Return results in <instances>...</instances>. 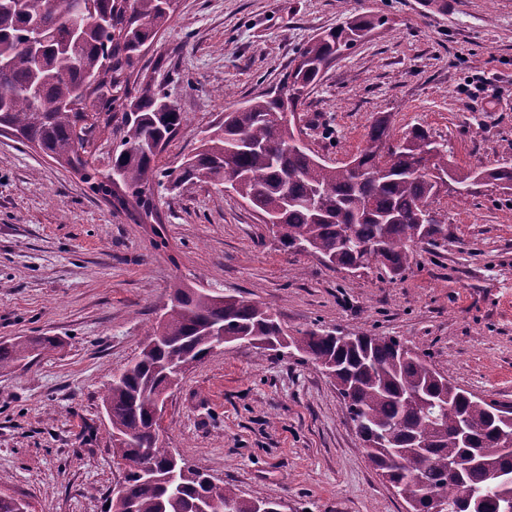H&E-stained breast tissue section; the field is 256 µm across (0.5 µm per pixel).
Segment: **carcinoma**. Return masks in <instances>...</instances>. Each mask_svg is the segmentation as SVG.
Wrapping results in <instances>:
<instances>
[{
  "instance_id": "carcinoma-1",
  "label": "carcinoma",
  "mask_w": 512,
  "mask_h": 512,
  "mask_svg": "<svg viewBox=\"0 0 512 512\" xmlns=\"http://www.w3.org/2000/svg\"><path fill=\"white\" fill-rule=\"evenodd\" d=\"M0 0V128L20 135L58 164L69 163L95 192L112 193L119 202L131 197L146 202L165 177L175 176L185 189L198 182L224 184L226 170L237 174L236 193L265 217L278 221L277 238L287 251L309 252L346 270L379 265L391 276L410 266L412 247L438 248L448 239L444 221L419 223L422 209L441 195L442 178L469 194L482 173L488 183L512 184V165L498 163L480 171L452 166L448 142L428 130L405 133L401 149L384 117L370 126L357 152L359 166L379 174L361 178L346 164L332 166L308 147L290 149L294 123L275 124L269 116L281 111L283 99L297 105L316 84L323 69L350 49L377 22L352 18L312 39L288 73L286 90L258 94L245 105L224 113V124L202 139L178 173L158 164L160 147L186 121L184 113L165 105L166 96L146 86L130 104H120L99 90L98 99L122 108L124 135L112 156V167L101 171L81 156L87 77L96 75L101 88L135 70L142 48L152 42L170 19L162 0H84L87 12L79 24L64 15L70 0ZM40 26L36 62H24L28 27ZM157 327L147 332L156 342L112 375L102 398L108 411L112 454L133 460L147 454L156 467L151 477L133 470L124 478L125 500L119 512H196L201 503L211 512H261L272 500L216 481L184 460L170 466L171 451L153 436L158 426L159 388L181 374L188 360L209 355L214 331L224 339L245 337L254 347L275 349L283 335L269 308L243 297L214 295L181 283L171 286L169 303ZM306 359L334 374L333 382L352 420L360 419L377 433L382 447L366 449L370 464L412 508L424 498L456 502L472 496V512H500V496L512 494V483L486 495L489 478L512 471V447H503L500 432H512V406L478 398L453 385L424 359L394 337L358 334L339 337L332 331L309 330L287 337ZM56 338L15 340L0 344V372L12 369L33 350L52 349ZM130 430L144 434L147 447L124 440ZM475 454L476 469L457 477L448 465ZM413 457L411 469L394 463Z\"/></svg>"
}]
</instances>
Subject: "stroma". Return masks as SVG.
<instances>
[{"label":"stroma","instance_id":"1","mask_svg":"<svg viewBox=\"0 0 512 512\" xmlns=\"http://www.w3.org/2000/svg\"><path fill=\"white\" fill-rule=\"evenodd\" d=\"M356 15L384 17L298 103L312 151L345 163L371 122L421 126L478 170L512 163V0H178L140 77L187 124L164 146L178 166L234 104L282 88L301 49ZM160 235L39 150L0 136V342L53 336L0 373V489L34 512H108L123 475L101 405L182 281L267 304L287 335L393 336L453 384L512 405V190L440 197L448 243L413 248L398 278L284 251L236 193L154 191ZM167 447L288 512H405L367 460L336 388L300 354L228 343L168 395Z\"/></svg>","mask_w":512,"mask_h":512}]
</instances>
